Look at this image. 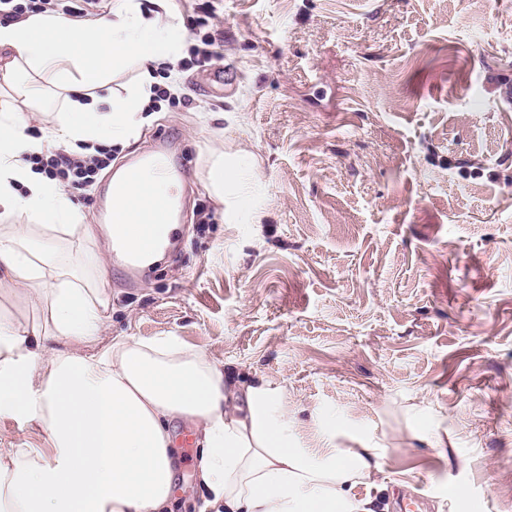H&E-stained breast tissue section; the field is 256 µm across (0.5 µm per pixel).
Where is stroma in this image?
<instances>
[{"label": "stroma", "mask_w": 512, "mask_h": 512, "mask_svg": "<svg viewBox=\"0 0 512 512\" xmlns=\"http://www.w3.org/2000/svg\"><path fill=\"white\" fill-rule=\"evenodd\" d=\"M185 67L90 194L169 130L190 152L180 253L129 288L95 252L108 336L174 335L242 380L285 391L302 447L369 448L352 493L402 512H512V0H167ZM214 40L221 58L198 66ZM30 134L67 94L32 75ZM224 152L254 179L231 206ZM259 223L246 220V213ZM338 435H327V417ZM171 512H201L200 446L178 425ZM217 159L208 171V189L224 204V185L239 187L242 183V173L230 166H224V153H217Z\"/></svg>", "instance_id": "35a3bbf8"}]
</instances>
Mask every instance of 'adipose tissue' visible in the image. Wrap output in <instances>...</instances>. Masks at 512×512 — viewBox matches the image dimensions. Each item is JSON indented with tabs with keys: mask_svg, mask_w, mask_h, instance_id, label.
I'll list each match as a JSON object with an SVG mask.
<instances>
[{
	"mask_svg": "<svg viewBox=\"0 0 512 512\" xmlns=\"http://www.w3.org/2000/svg\"><path fill=\"white\" fill-rule=\"evenodd\" d=\"M153 2L148 12L115 0L95 19L39 14L0 25L18 100L36 93L20 78L27 70L78 91L37 137L20 113H0V295L43 312L32 324L0 314V417L46 435L41 448H0V512H170L177 421L201 437L203 512H377L376 500L351 492L375 468L372 454L303 448L282 388L232 380L179 337L103 343L109 293L63 264L67 234L93 239L98 228L28 157L49 142L74 148L136 133L151 64L180 52L179 24L164 0ZM129 61L142 68L134 91L81 95ZM17 214L26 223H12ZM52 340L65 350L48 349Z\"/></svg>",
	"mask_w": 512,
	"mask_h": 512,
	"instance_id": "ef3b65f1",
	"label": "adipose tissue"
}]
</instances>
